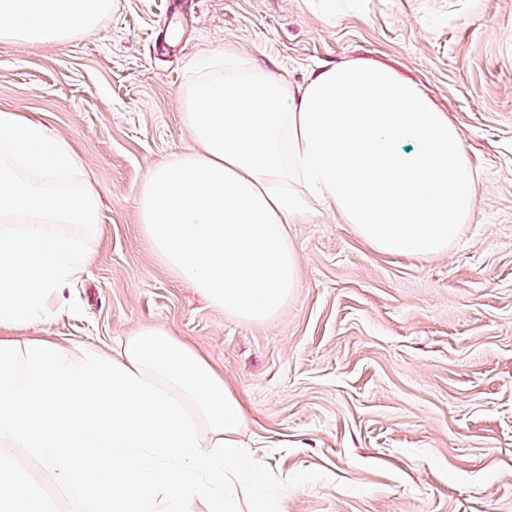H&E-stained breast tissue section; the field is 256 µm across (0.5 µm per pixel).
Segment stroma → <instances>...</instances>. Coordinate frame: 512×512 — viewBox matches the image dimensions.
I'll use <instances>...</instances> for the list:
<instances>
[{
    "instance_id": "1",
    "label": "stroma",
    "mask_w": 512,
    "mask_h": 512,
    "mask_svg": "<svg viewBox=\"0 0 512 512\" xmlns=\"http://www.w3.org/2000/svg\"><path fill=\"white\" fill-rule=\"evenodd\" d=\"M112 0L61 44L0 43V110L68 139L97 182L102 230L81 279L33 336L111 346L161 325L244 401V439L282 480L280 512H512V0ZM232 45L294 83L362 58L418 84L478 173L473 219L447 252L382 254L321 212L288 227L299 284L244 322L154 256L137 198L191 144L179 97Z\"/></svg>"
}]
</instances>
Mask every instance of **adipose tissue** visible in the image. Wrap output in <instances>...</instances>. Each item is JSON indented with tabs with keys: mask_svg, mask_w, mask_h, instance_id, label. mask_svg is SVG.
<instances>
[{
	"mask_svg": "<svg viewBox=\"0 0 512 512\" xmlns=\"http://www.w3.org/2000/svg\"><path fill=\"white\" fill-rule=\"evenodd\" d=\"M112 0H0V41L45 45L95 31ZM181 118L193 145L152 169L137 199L161 263L225 315L262 322L298 285L288 227L336 213L384 254L447 251L473 215L476 179L458 130L416 84L365 59L292 84L237 49L197 63ZM102 202L72 144L0 110V341L44 321L92 253L55 224L101 232ZM108 355L187 409L203 450L240 439L245 406L223 371L161 325Z\"/></svg>",
	"mask_w": 512,
	"mask_h": 512,
	"instance_id": "ef3b65f1",
	"label": "adipose tissue"
}]
</instances>
